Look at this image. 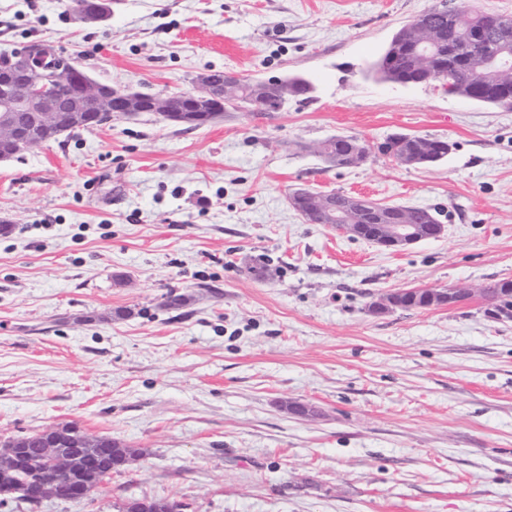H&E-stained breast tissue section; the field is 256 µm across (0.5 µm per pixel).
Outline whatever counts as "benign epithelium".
<instances>
[{
  "label": "benign epithelium",
  "instance_id": "1",
  "mask_svg": "<svg viewBox=\"0 0 512 512\" xmlns=\"http://www.w3.org/2000/svg\"><path fill=\"white\" fill-rule=\"evenodd\" d=\"M78 15L86 21H101L110 15L109 0H84ZM417 68L423 73L414 84L437 82L447 87L444 67L438 62L433 41L419 40L414 44ZM13 69L23 76V82L0 84V144L9 146L11 153L0 160L30 152L44 144L35 137H21L18 132L17 113L27 112L34 124L45 129L63 125L67 130L90 128L106 123L114 117L133 118L148 111L156 119L190 126L205 125L225 112L246 110L258 112L261 94L265 89L281 103L299 96L298 88L311 90L306 79L294 76L277 79H252L250 84L257 95L239 93L243 78L233 73L209 70L198 74L192 81V89L178 94H149L129 88L107 86L91 77L75 58L56 51L41 42L28 41L3 52ZM69 90L80 100L84 111H64L60 92ZM323 162L330 168L345 161L346 166L358 165L368 155L369 149L357 143L344 156L319 148ZM289 202L308 224H326L351 238H368L374 244L402 250L421 241L435 239L445 232L443 224H408L402 211L383 216L374 224L367 223L370 207L366 200L350 196L339 200L334 193L315 192L305 186L294 189ZM416 289L399 290L372 297L368 309L375 314H388L410 308ZM424 308L450 306L467 299L469 292L463 288H426ZM487 314L495 321H512V305L500 300L487 303ZM34 438L46 440L45 454L48 467L32 470L26 466L22 448ZM88 438L75 426L68 430L52 429L34 435L14 438L0 449V476L10 480L17 491L30 495L37 493V500L48 496L49 490L59 484L74 486L69 502L81 504L88 492L79 482L71 479L72 462L86 447ZM185 505L176 500L160 502L127 499L121 504V512H184Z\"/></svg>",
  "mask_w": 512,
  "mask_h": 512
}]
</instances>
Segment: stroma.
<instances>
[{"instance_id":"35a3bbf8","label":"stroma","mask_w":512,"mask_h":512,"mask_svg":"<svg viewBox=\"0 0 512 512\" xmlns=\"http://www.w3.org/2000/svg\"><path fill=\"white\" fill-rule=\"evenodd\" d=\"M456 0H0V52L39 40L99 82L191 88L208 69L301 75L278 112L189 128L117 118L0 162V444L74 425L137 449L88 504L187 512H512V109L368 77L395 31ZM446 137L432 166L330 168L350 135ZM437 212L401 251L308 224L296 185ZM471 289L372 315L371 296ZM182 306L166 308L167 297ZM312 405L296 417L291 402ZM82 0H69V7L76 10L79 2ZM110 1L108 0H88L83 1L76 12L86 21H101L110 15ZM185 505L176 500L165 499L160 502L127 499L121 504V512H183Z\"/></svg>"}]
</instances>
